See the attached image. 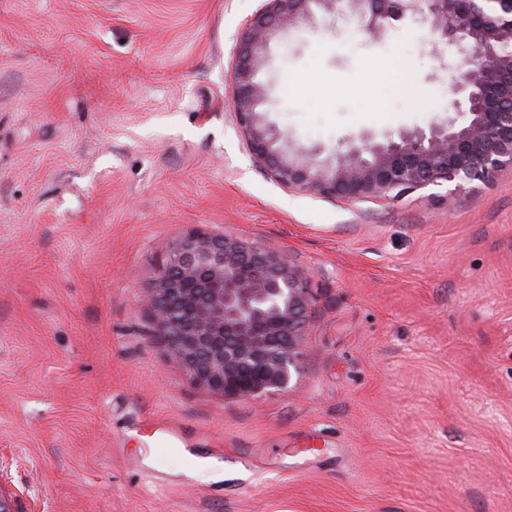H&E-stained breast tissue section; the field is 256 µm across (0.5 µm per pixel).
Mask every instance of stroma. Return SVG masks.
Wrapping results in <instances>:
<instances>
[{
    "label": "stroma",
    "instance_id": "stroma-1",
    "mask_svg": "<svg viewBox=\"0 0 512 512\" xmlns=\"http://www.w3.org/2000/svg\"><path fill=\"white\" fill-rule=\"evenodd\" d=\"M262 5L0 0V494L16 512H512V169L399 198L282 186L232 105ZM431 40L318 19L272 45L268 117L329 153L429 128L453 80ZM395 58L418 101L386 84ZM191 232L307 278L288 388L224 397L154 337L143 297Z\"/></svg>",
    "mask_w": 512,
    "mask_h": 512
}]
</instances>
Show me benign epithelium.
I'll list each match as a JSON object with an SVG mask.
<instances>
[{
  "mask_svg": "<svg viewBox=\"0 0 512 512\" xmlns=\"http://www.w3.org/2000/svg\"><path fill=\"white\" fill-rule=\"evenodd\" d=\"M356 22L381 39L396 22L435 34L441 68L456 78L451 107L464 110L425 132L365 136L322 156L270 122L261 79L271 44L318 15ZM512 0H268L248 23L231 73L234 108L256 158L288 187L361 200L452 183L464 189L512 168ZM153 335L189 380L225 397L259 398L288 387L300 368L311 305L308 281L284 254L224 235L190 233L169 247L147 298Z\"/></svg>",
  "mask_w": 512,
  "mask_h": 512,
  "instance_id": "7a95c632",
  "label": "benign epithelium"
}]
</instances>
